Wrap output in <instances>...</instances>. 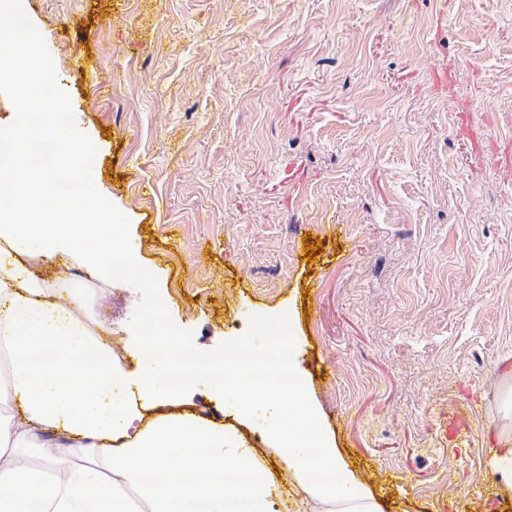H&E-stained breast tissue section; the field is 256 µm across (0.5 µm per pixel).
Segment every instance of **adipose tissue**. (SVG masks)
Returning a JSON list of instances; mask_svg holds the SVG:
<instances>
[{"label":"adipose tissue","instance_id":"1","mask_svg":"<svg viewBox=\"0 0 512 512\" xmlns=\"http://www.w3.org/2000/svg\"><path fill=\"white\" fill-rule=\"evenodd\" d=\"M35 42L19 22L0 34V78L18 84L28 111L55 112L61 98L32 93L45 77L42 63L19 65L13 53ZM45 135L23 125L0 153V200L9 202L0 209V347L9 363L0 377V512H271L278 481L236 430L189 412L160 413L202 382L239 394L244 413L258 395L287 403V420L271 429L272 452L297 512H381L319 428L291 337L246 336L217 359L200 354L191 364L182 357L186 341L166 326L140 337L132 350L139 367L130 371L112 349L111 327L87 314L85 296L35 276L32 255L76 260L89 239L98 244L89 273L100 283L134 255L94 192L67 207L53 175L64 154L50 167L28 164ZM21 167L28 178L19 183ZM22 209L32 215L23 224ZM494 418L491 470L512 492V369L501 377Z\"/></svg>","mask_w":512,"mask_h":512}]
</instances>
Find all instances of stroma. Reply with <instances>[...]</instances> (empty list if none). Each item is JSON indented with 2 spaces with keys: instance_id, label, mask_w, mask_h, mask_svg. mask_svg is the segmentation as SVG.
Segmentation results:
<instances>
[{
  "instance_id": "obj_1",
  "label": "stroma",
  "mask_w": 512,
  "mask_h": 512,
  "mask_svg": "<svg viewBox=\"0 0 512 512\" xmlns=\"http://www.w3.org/2000/svg\"><path fill=\"white\" fill-rule=\"evenodd\" d=\"M18 6L153 274L88 300L125 365L151 308L202 352L265 326L382 512H512L489 453L512 367V0ZM235 404L202 384L185 409L231 427Z\"/></svg>"
}]
</instances>
